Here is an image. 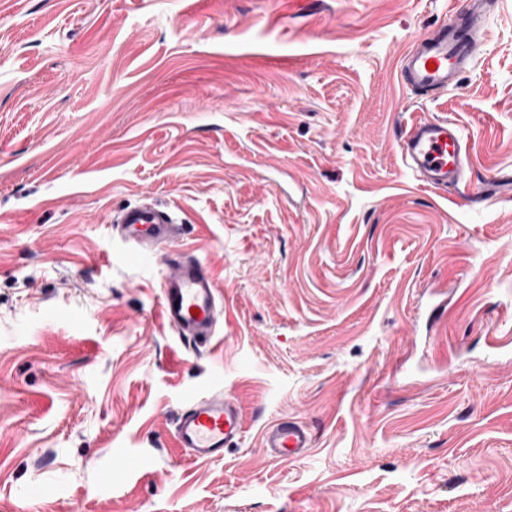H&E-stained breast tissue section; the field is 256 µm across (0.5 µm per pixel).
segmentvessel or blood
<instances>
[{
    "label": "vessel or blood",
    "mask_w": 512,
    "mask_h": 512,
    "mask_svg": "<svg viewBox=\"0 0 512 512\" xmlns=\"http://www.w3.org/2000/svg\"><path fill=\"white\" fill-rule=\"evenodd\" d=\"M492 0H467L465 28L444 26L407 50L400 59L402 81L428 93L458 88L486 42ZM403 164L427 186L442 188L466 183L462 129L448 119L412 118L399 141ZM112 231L137 250L161 251L167 272L160 284L165 324L184 343L201 349L217 332L220 311L210 265L191 252L172 251L183 225L171 210L145 197L112 216ZM245 431L244 414L233 399L216 390L179 408L172 420L173 446L191 460L213 461ZM312 438L301 424L282 420L263 434L262 446L273 458H299Z\"/></svg>",
    "instance_id": "b4317fda"
}]
</instances>
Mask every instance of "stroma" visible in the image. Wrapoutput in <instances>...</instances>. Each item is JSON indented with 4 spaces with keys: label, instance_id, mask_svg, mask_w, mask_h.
<instances>
[{
    "label": "stroma",
    "instance_id": "1",
    "mask_svg": "<svg viewBox=\"0 0 512 512\" xmlns=\"http://www.w3.org/2000/svg\"><path fill=\"white\" fill-rule=\"evenodd\" d=\"M465 6L0 0V512H512V0L460 88L398 75ZM417 112L461 126L466 186L403 165ZM146 194L213 270L205 349L111 231ZM209 390L245 432L182 459ZM284 418L301 458L263 451ZM244 432L242 408L224 392L216 390L176 411L172 420V447L190 460H222L224 450ZM312 438L301 424L281 420L269 427L262 437V448L272 458H299L311 448Z\"/></svg>",
    "mask_w": 512,
    "mask_h": 512
}]
</instances>
